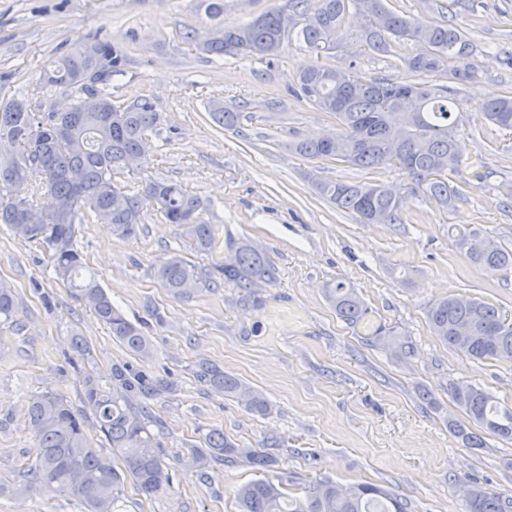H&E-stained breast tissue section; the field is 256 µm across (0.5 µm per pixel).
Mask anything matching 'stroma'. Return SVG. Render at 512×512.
I'll return each instance as SVG.
<instances>
[{
	"instance_id": "1",
	"label": "stroma",
	"mask_w": 512,
	"mask_h": 512,
	"mask_svg": "<svg viewBox=\"0 0 512 512\" xmlns=\"http://www.w3.org/2000/svg\"><path fill=\"white\" fill-rule=\"evenodd\" d=\"M201 0H0V101L25 87L33 104L58 109L68 96H43L48 64L87 38L100 36L126 52L125 78L114 100L151 97L161 114L147 169L116 175L126 192L151 177L181 184L205 203L214 228L210 250L195 246L185 227L144 206L135 236L107 224L76 227L77 247L113 305L149 336L153 353L129 352L109 328L70 297L41 246L0 224V283L15 295L12 323H0V512H84L82 503L48 490L19 491L35 448L29 402L50 391L81 407L85 374L109 376L131 365L167 380L144 401L164 444L172 483L154 497L125 483L123 512H238L237 489L255 479L251 467L216 464L203 470L195 449L217 428L242 448L273 456L270 474L302 498L320 480L348 487H388L408 512H467L479 485L512 495V441L489 436L466 447L453 424L469 425L452 401L451 384L471 383L512 405V363L478 362L437 339L426 319L434 298L462 294L500 307L512 319V273L488 275L468 260L459 233L477 229L512 247V133L490 126L485 101L512 95V0H458L438 12L435 0H388L417 23H449L471 43V82L458 86L457 136L463 163L452 183L459 196L446 207L397 169H358L283 150L294 138L333 134V115L293 94L315 60L284 44L273 61L202 54L181 34L212 22ZM374 54L347 37L328 62L342 71L402 78L401 59ZM238 106L239 131L217 126L207 102ZM382 183L404 201L403 224H363L320 198L313 178ZM246 241L276 265L275 282L258 283L255 299L227 282L188 299L173 298L153 268L176 252L202 268ZM354 287L366 313L349 325L326 298L336 281ZM410 337L411 356L389 348L390 335ZM90 347L87 356L72 337ZM207 363L260 391L268 415L195 377Z\"/></svg>"
}]
</instances>
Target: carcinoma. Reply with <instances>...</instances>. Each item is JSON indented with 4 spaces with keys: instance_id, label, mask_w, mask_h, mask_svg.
I'll return each mask as SVG.
<instances>
[{
    "instance_id": "cac0c4a2",
    "label": "carcinoma",
    "mask_w": 512,
    "mask_h": 512,
    "mask_svg": "<svg viewBox=\"0 0 512 512\" xmlns=\"http://www.w3.org/2000/svg\"><path fill=\"white\" fill-rule=\"evenodd\" d=\"M360 20L366 50L383 54L392 45L411 42L417 50L403 60L414 76L445 75L459 83L474 78L465 63L470 44L451 24H414L390 10L386 0H275V5L245 23L224 24L197 40L193 29L184 39L217 57L257 60L278 55L292 40L327 58L351 19ZM127 74V57L110 43L94 39L53 61L43 76V87L70 93L72 103L63 111H34L20 88L0 102V224L12 233L51 251L54 272L66 281L71 297L90 309L133 354L147 358L152 348L141 328L112 304V299L87 271L77 248L75 224H110L121 237L135 235L145 203L157 208L170 224H183L203 250L211 248L212 226L201 220L200 198L182 186L148 180L129 194L114 175L143 169L155 151L151 135L160 113L148 97L125 102L112 99V81ZM300 97L336 117L340 131L315 140L292 141L288 150L308 159H337L361 169L397 167L413 185L444 204L453 203L457 189L450 177L460 171L462 152L457 138L456 91L446 84L378 78L345 73L318 62L299 75ZM486 119L499 130L512 131V96H501L482 106ZM213 120L227 131L240 127L241 113L221 102L211 106ZM318 195L365 224H400L403 201L383 184L317 182ZM460 244L469 261L487 273L512 269V248L490 241V249L477 251L469 240ZM277 271L268 258L248 244L230 248L224 259L200 269L182 255L172 253L155 268L160 285L176 297H189L198 289L217 288L228 281L250 289L256 282H271ZM328 298L336 314L349 324L365 314L354 289L338 282ZM15 312L10 287L0 283V319L9 322ZM434 335L476 361L512 362V326L496 306L464 295L436 298L426 305ZM471 339L459 341L460 329ZM211 388L239 397L247 409L265 415L270 404L264 395L238 378L206 364L196 372ZM166 385L143 370L115 367L111 384L92 375L83 380V400L95 415L112 453L124 469L91 447L83 415L62 396L46 392L28 408L29 427L36 441L34 460L27 467L24 489L46 488L82 499L87 512H119L122 488L131 480L137 490L153 496L171 483L150 420L133 398L152 397ZM451 396L483 431L512 439V407H502L483 389L451 386ZM202 468L216 462H247L257 471L272 466L268 454L240 448L219 430L205 436V447L194 455ZM239 512H406L388 490L373 484L342 488L326 480L303 499L292 498L282 481L252 480L236 492ZM469 512H512V497L481 487L468 496Z\"/></svg>"
}]
</instances>
